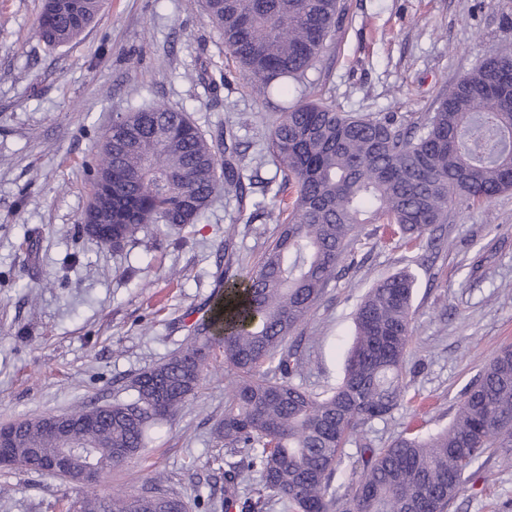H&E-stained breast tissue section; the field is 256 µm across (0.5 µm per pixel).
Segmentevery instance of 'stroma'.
<instances>
[{
  "mask_svg": "<svg viewBox=\"0 0 512 512\" xmlns=\"http://www.w3.org/2000/svg\"><path fill=\"white\" fill-rule=\"evenodd\" d=\"M343 19L300 87L354 115L422 121L437 97L512 42V0H341ZM41 0H0V425L129 401L130 381L177 349L205 315L226 266L254 268L280 231L267 136L280 113L254 93L206 20L201 0H105L96 25L48 51L32 36ZM223 77L218 91L208 83ZM162 103L203 133L233 130L256 184L217 196L200 223L147 230L115 249L78 227L86 165L130 107ZM416 275L409 401L376 422L387 444L405 429L446 426L464 388L512 344V191L449 212L417 244L392 227L355 246L303 327L304 387L338 382L353 313L379 279ZM233 371L209 367L195 396L156 425L139 459L112 467L101 492L154 486L189 512H224L215 433ZM83 486L48 473L0 472V512H65ZM210 495L198 503V494ZM449 512H512V461L490 457Z\"/></svg>",
  "mask_w": 512,
  "mask_h": 512,
  "instance_id": "obj_1",
  "label": "stroma"
}]
</instances>
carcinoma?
<instances>
[{"mask_svg": "<svg viewBox=\"0 0 512 512\" xmlns=\"http://www.w3.org/2000/svg\"><path fill=\"white\" fill-rule=\"evenodd\" d=\"M104 0H42L36 35L49 50L80 37ZM225 50L256 91L277 97L282 119L268 151L291 195L288 222L262 261L219 295L189 329L186 346L131 382L134 398L66 413L86 452L110 465L139 457L151 429L197 392L210 362L235 374L217 428L224 439V512H448L486 458L512 453V346L501 348L464 390L448 426L407 430L386 447L368 437L403 401L412 339L415 275L403 270L368 289L340 383L314 393L293 378L302 361L291 340L359 237L396 226L420 242L448 212L512 190V44L486 58L444 94L421 122L356 116L323 99H292L339 21V0H205ZM82 221L108 223L89 236L115 249L150 227L196 224L220 193L246 196L244 154L226 152L224 131L206 136L182 110L163 104L117 114L102 137ZM44 417L13 422L19 457H53L59 438ZM262 487L242 498L241 462ZM360 472L339 481L343 468ZM69 512H187L176 493L102 494L94 485Z\"/></svg>", "mask_w": 512, "mask_h": 512, "instance_id": "obj_1", "label": "carcinoma"}]
</instances>
